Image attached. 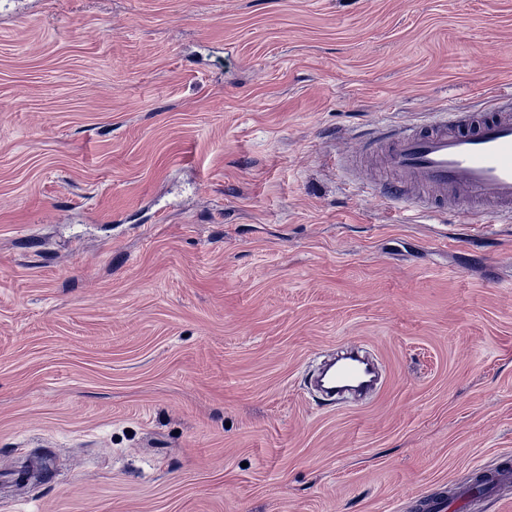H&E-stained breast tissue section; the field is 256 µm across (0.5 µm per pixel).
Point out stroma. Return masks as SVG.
I'll return each mask as SVG.
<instances>
[{
	"label": "stroma",
	"instance_id": "1",
	"mask_svg": "<svg viewBox=\"0 0 512 512\" xmlns=\"http://www.w3.org/2000/svg\"><path fill=\"white\" fill-rule=\"evenodd\" d=\"M512 87V0H0V512H422L512 467V223L366 193ZM362 402L310 384L336 348ZM374 364L355 347L347 348L334 363L325 366L321 374L322 392L330 397L363 392L376 381Z\"/></svg>",
	"mask_w": 512,
	"mask_h": 512
}]
</instances>
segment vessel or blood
<instances>
[{
  "label": "vessel or blood",
  "instance_id": "vessel-or-blood-1",
  "mask_svg": "<svg viewBox=\"0 0 512 512\" xmlns=\"http://www.w3.org/2000/svg\"><path fill=\"white\" fill-rule=\"evenodd\" d=\"M362 152L380 156L389 173L374 183L373 197L395 196L445 215L453 194L471 213L512 221V93L493 95L480 112L439 113L421 127L375 126ZM375 381L374 364L354 347L321 374L323 393L337 398L366 391Z\"/></svg>",
  "mask_w": 512,
  "mask_h": 512
}]
</instances>
